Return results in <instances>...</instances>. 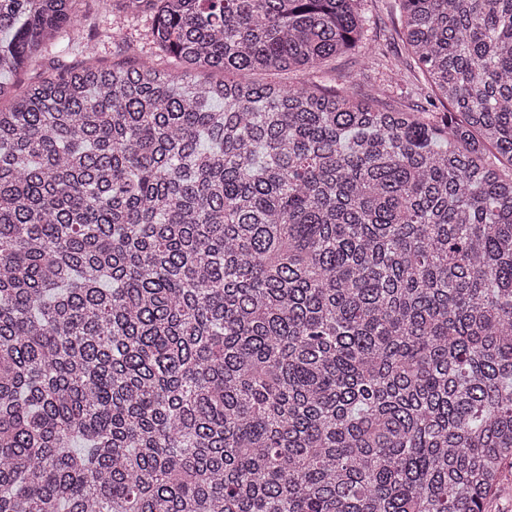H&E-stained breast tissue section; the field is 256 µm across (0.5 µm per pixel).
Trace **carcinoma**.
<instances>
[{
	"label": "carcinoma",
	"mask_w": 512,
	"mask_h": 512,
	"mask_svg": "<svg viewBox=\"0 0 512 512\" xmlns=\"http://www.w3.org/2000/svg\"><path fill=\"white\" fill-rule=\"evenodd\" d=\"M85 1L152 13L162 61ZM363 2L0 0V512H486L512 0H397L385 70L426 107L290 85L361 48ZM81 23L55 49L86 61L15 92Z\"/></svg>",
	"instance_id": "cac0c4a2"
}]
</instances>
